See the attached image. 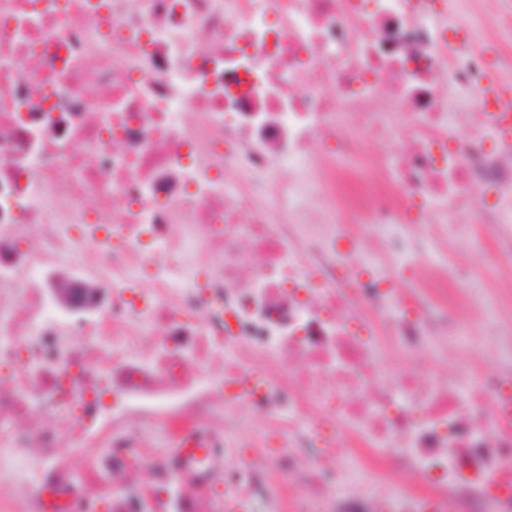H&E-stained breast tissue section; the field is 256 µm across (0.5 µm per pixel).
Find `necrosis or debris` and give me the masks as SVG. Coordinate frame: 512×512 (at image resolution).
<instances>
[{"label": "necrosis or debris", "mask_w": 512, "mask_h": 512, "mask_svg": "<svg viewBox=\"0 0 512 512\" xmlns=\"http://www.w3.org/2000/svg\"><path fill=\"white\" fill-rule=\"evenodd\" d=\"M447 12L0 0V512H512V140L447 98L512 54ZM478 189L507 317L435 378L464 268L372 230ZM442 258V253L427 240V235H424L417 247L399 255L398 266H411L421 274L425 268L441 263Z\"/></svg>", "instance_id": "necrosis-or-debris-1"}]
</instances>
